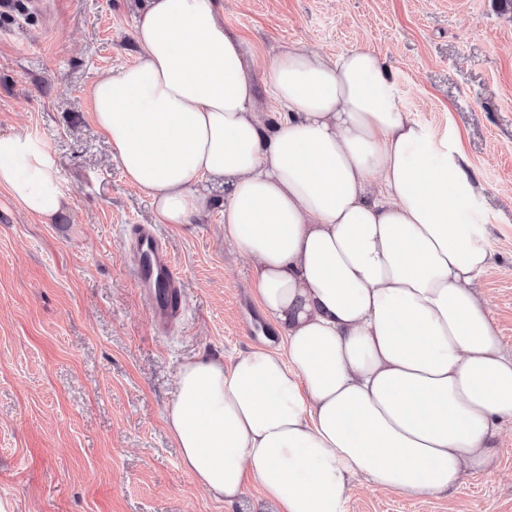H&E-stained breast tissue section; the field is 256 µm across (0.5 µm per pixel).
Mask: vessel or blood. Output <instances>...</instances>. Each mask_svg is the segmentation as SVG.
Masks as SVG:
<instances>
[{"instance_id": "obj_1", "label": "vessel or blood", "mask_w": 512, "mask_h": 512, "mask_svg": "<svg viewBox=\"0 0 512 512\" xmlns=\"http://www.w3.org/2000/svg\"><path fill=\"white\" fill-rule=\"evenodd\" d=\"M128 243L133 259V280L151 301V320L167 330L184 311L182 278L166 244L148 226H131Z\"/></svg>"}]
</instances>
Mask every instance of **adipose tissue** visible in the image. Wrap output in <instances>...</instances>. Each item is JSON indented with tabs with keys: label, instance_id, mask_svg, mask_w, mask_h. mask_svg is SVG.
I'll return each mask as SVG.
<instances>
[{
	"label": "adipose tissue",
	"instance_id": "obj_1",
	"mask_svg": "<svg viewBox=\"0 0 512 512\" xmlns=\"http://www.w3.org/2000/svg\"><path fill=\"white\" fill-rule=\"evenodd\" d=\"M136 61L90 89L127 180L179 228L224 185V238L282 340L186 361L166 425L212 498L247 480L270 512H345L354 478L414 498L490 465L512 353L476 279L492 264L459 147L404 112L366 49H281L257 100L217 0H144ZM0 186L50 219L64 195L32 135L0 136Z\"/></svg>",
	"mask_w": 512,
	"mask_h": 512
}]
</instances>
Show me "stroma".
I'll return each instance as SVG.
<instances>
[{
    "label": "stroma",
    "mask_w": 512,
    "mask_h": 512,
    "mask_svg": "<svg viewBox=\"0 0 512 512\" xmlns=\"http://www.w3.org/2000/svg\"><path fill=\"white\" fill-rule=\"evenodd\" d=\"M0 12V134L53 153L69 204L51 220L0 187V499L14 512H263L248 483L227 504L182 468L165 413L181 363L232 360L274 336L249 260L224 240V188L175 229L130 184L96 127L89 91L132 64L139 0H13ZM264 82L284 46L381 55L402 108L459 141L482 189L477 222L493 268L478 281L512 351V13L495 0H219ZM155 224L182 275L184 316L154 328L124 246ZM493 465L432 498L355 478L346 512H512V423Z\"/></svg>",
    "instance_id": "obj_1"
}]
</instances>
